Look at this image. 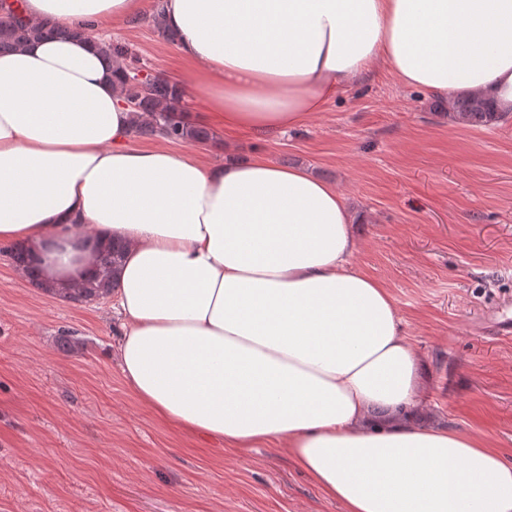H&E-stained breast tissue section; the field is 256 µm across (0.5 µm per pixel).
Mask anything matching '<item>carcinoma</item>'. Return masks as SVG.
I'll list each match as a JSON object with an SVG mask.
<instances>
[{
	"instance_id": "obj_1",
	"label": "carcinoma",
	"mask_w": 512,
	"mask_h": 512,
	"mask_svg": "<svg viewBox=\"0 0 512 512\" xmlns=\"http://www.w3.org/2000/svg\"><path fill=\"white\" fill-rule=\"evenodd\" d=\"M86 35L78 28L52 27L29 21L11 8L7 0H0V51L16 47L32 39L45 37L75 38ZM102 52L117 86L125 99L137 100L134 107L135 121L132 131L139 136L162 135L173 141L205 143L210 133L203 127H195L180 120L184 111V92L176 82L163 77L148 81L142 89L133 81L132 72L139 68V60L129 49L118 43H102ZM448 116L457 124L468 127H489L498 122L500 116L492 110L490 103L477 95L466 94L448 98ZM124 247L112 243L99 250L96 255V273L61 295L71 302L82 303L107 294L114 286L111 274L120 264ZM15 267L27 271L33 264V254L23 246L11 251Z\"/></svg>"
}]
</instances>
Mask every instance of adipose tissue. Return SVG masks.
Listing matches in <instances>:
<instances>
[{
    "label": "adipose tissue",
    "mask_w": 512,
    "mask_h": 512,
    "mask_svg": "<svg viewBox=\"0 0 512 512\" xmlns=\"http://www.w3.org/2000/svg\"><path fill=\"white\" fill-rule=\"evenodd\" d=\"M158 7L227 131L304 126L377 64L512 117V0H20L96 29ZM132 112L84 38L0 52V243L65 288L121 239L116 358L170 425L277 445L344 512H512V462L416 421L423 367L388 289L353 264L339 189L263 156L202 163L131 141Z\"/></svg>",
    "instance_id": "1"
}]
</instances>
